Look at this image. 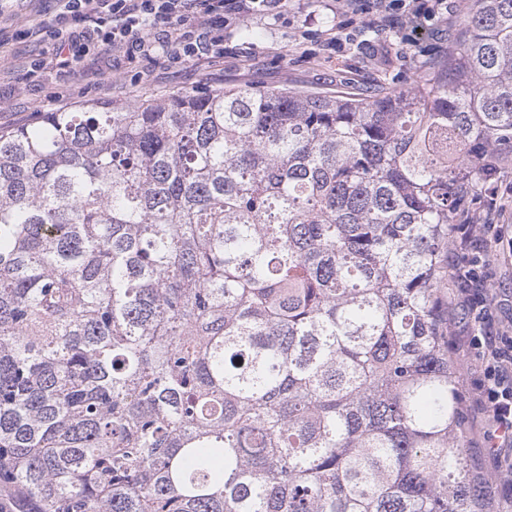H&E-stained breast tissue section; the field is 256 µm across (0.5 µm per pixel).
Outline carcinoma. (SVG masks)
<instances>
[{
    "instance_id": "1",
    "label": "carcinoma",
    "mask_w": 512,
    "mask_h": 512,
    "mask_svg": "<svg viewBox=\"0 0 512 512\" xmlns=\"http://www.w3.org/2000/svg\"><path fill=\"white\" fill-rule=\"evenodd\" d=\"M506 151L512 0L375 98L0 128V509L491 512L442 256Z\"/></svg>"
}]
</instances>
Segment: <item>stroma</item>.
<instances>
[{
	"label": "stroma",
	"mask_w": 512,
	"mask_h": 512,
	"mask_svg": "<svg viewBox=\"0 0 512 512\" xmlns=\"http://www.w3.org/2000/svg\"><path fill=\"white\" fill-rule=\"evenodd\" d=\"M472 0H448V19L407 47L380 23L361 25L340 9L337 0H296L283 17H258L234 27L224 37L223 56L191 60L168 67L162 59L113 53L112 61H85L68 83H60L50 66L52 47L36 28L54 17V0H10L0 26L28 28L24 40L0 45V127L30 119L33 113L62 110L86 102L116 108L145 98L164 99L188 91L214 87H288L327 93L347 92L363 97L386 89L408 87L420 76L441 68ZM348 26L353 40L328 46L339 26ZM43 64L37 77L27 78L32 61ZM494 184L496 208L478 207L481 223L501 224L512 236V155ZM490 294L495 322L512 323V252L494 246ZM448 320L458 326L450 338L451 356L461 369L460 386L466 397L470 447L479 449L484 472H491L493 456L484 446L486 416L476 404L472 381L478 359L470 344L473 331L457 305L456 287H449Z\"/></svg>",
	"instance_id": "35a3bbf8"
}]
</instances>
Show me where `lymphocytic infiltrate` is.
<instances>
[{"mask_svg":"<svg viewBox=\"0 0 512 512\" xmlns=\"http://www.w3.org/2000/svg\"><path fill=\"white\" fill-rule=\"evenodd\" d=\"M52 24L39 30L51 42L57 74L77 71L87 56L130 55L162 58L177 67L200 57L224 54V30L251 16H278L289 0H55ZM354 16L423 23L443 18L448 0H343ZM503 241L499 224H479L453 241L454 252L469 268L460 291L474 330L471 339L481 362L476 381L479 406L500 433L501 444H512V328L491 320L487 292L489 263L482 247Z\"/></svg>","mask_w":512,"mask_h":512,"instance_id":"obj_1","label":"lymphocytic infiltrate"}]
</instances>
